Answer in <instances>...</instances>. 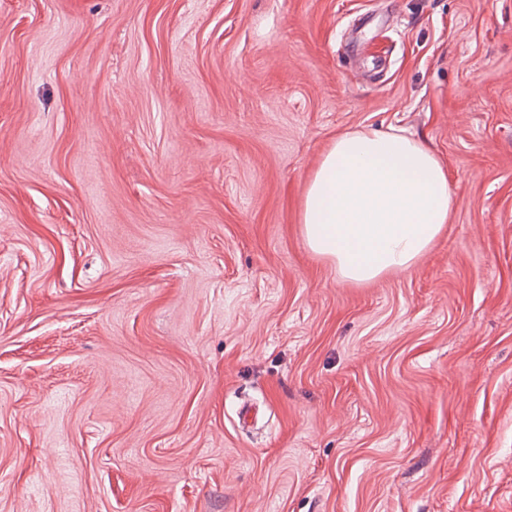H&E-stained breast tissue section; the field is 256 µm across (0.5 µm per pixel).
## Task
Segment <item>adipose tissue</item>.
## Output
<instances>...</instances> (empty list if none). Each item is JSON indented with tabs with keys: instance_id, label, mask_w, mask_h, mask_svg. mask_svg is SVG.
Returning <instances> with one entry per match:
<instances>
[{
	"instance_id": "adipose-tissue-1",
	"label": "adipose tissue",
	"mask_w": 512,
	"mask_h": 512,
	"mask_svg": "<svg viewBox=\"0 0 512 512\" xmlns=\"http://www.w3.org/2000/svg\"><path fill=\"white\" fill-rule=\"evenodd\" d=\"M454 205L448 169L424 142L392 130L346 131L307 183L301 232L315 256L362 284L412 266Z\"/></svg>"
}]
</instances>
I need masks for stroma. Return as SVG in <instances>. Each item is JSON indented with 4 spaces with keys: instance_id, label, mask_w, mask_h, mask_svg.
I'll return each mask as SVG.
<instances>
[{
    "instance_id": "obj_1",
    "label": "stroma",
    "mask_w": 512,
    "mask_h": 512,
    "mask_svg": "<svg viewBox=\"0 0 512 512\" xmlns=\"http://www.w3.org/2000/svg\"><path fill=\"white\" fill-rule=\"evenodd\" d=\"M390 127L457 204L352 285ZM0 512H512V0H0ZM390 129L336 135L300 204L309 250L353 283L412 266L455 205L441 159L421 140Z\"/></svg>"
}]
</instances>
